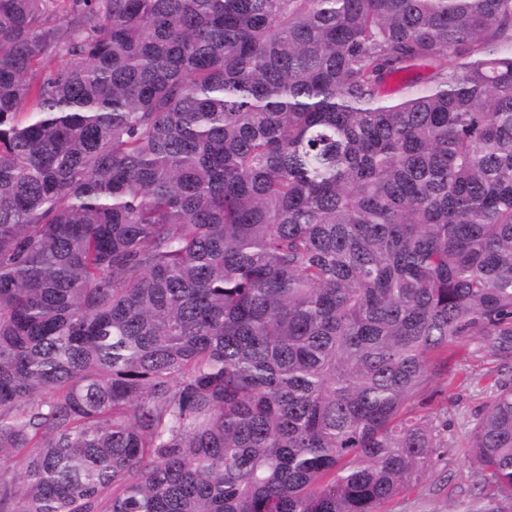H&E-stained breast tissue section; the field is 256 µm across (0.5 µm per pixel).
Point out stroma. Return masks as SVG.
Wrapping results in <instances>:
<instances>
[{
	"mask_svg": "<svg viewBox=\"0 0 512 512\" xmlns=\"http://www.w3.org/2000/svg\"><path fill=\"white\" fill-rule=\"evenodd\" d=\"M499 357L466 339L448 349V372L415 398L427 411L448 418V446L429 474L413 489L393 498L387 512H502L504 505L484 498L467 452L468 435L490 396Z\"/></svg>",
	"mask_w": 512,
	"mask_h": 512,
	"instance_id": "1",
	"label": "stroma"
}]
</instances>
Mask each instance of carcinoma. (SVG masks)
<instances>
[{
  "instance_id": "carcinoma-1",
  "label": "carcinoma",
  "mask_w": 512,
  "mask_h": 512,
  "mask_svg": "<svg viewBox=\"0 0 512 512\" xmlns=\"http://www.w3.org/2000/svg\"><path fill=\"white\" fill-rule=\"evenodd\" d=\"M467 336L512 354V0H0V512H382Z\"/></svg>"
}]
</instances>
